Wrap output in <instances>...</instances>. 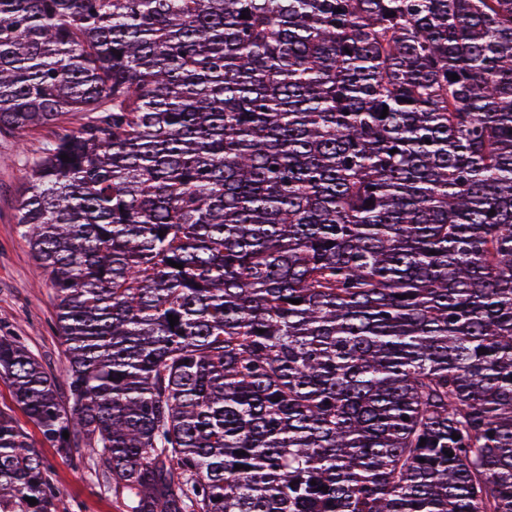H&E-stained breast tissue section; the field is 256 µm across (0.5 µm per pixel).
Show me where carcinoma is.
I'll return each mask as SVG.
<instances>
[{
  "instance_id": "obj_1",
  "label": "carcinoma",
  "mask_w": 512,
  "mask_h": 512,
  "mask_svg": "<svg viewBox=\"0 0 512 512\" xmlns=\"http://www.w3.org/2000/svg\"><path fill=\"white\" fill-rule=\"evenodd\" d=\"M25 132L66 389L0 379L125 512H512V0H0Z\"/></svg>"
}]
</instances>
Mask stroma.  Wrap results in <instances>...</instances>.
<instances>
[{
	"label": "stroma",
	"mask_w": 512,
	"mask_h": 512,
	"mask_svg": "<svg viewBox=\"0 0 512 512\" xmlns=\"http://www.w3.org/2000/svg\"><path fill=\"white\" fill-rule=\"evenodd\" d=\"M43 141L40 133L0 137V336L19 339L58 376L64 356L54 326V293L21 240L15 219L25 182L18 160L38 152ZM0 409L12 413L49 468L58 512H123L120 500L92 478L89 465H73L57 453L39 427L16 407L11 387L2 380Z\"/></svg>",
	"instance_id": "35a3bbf8"
}]
</instances>
